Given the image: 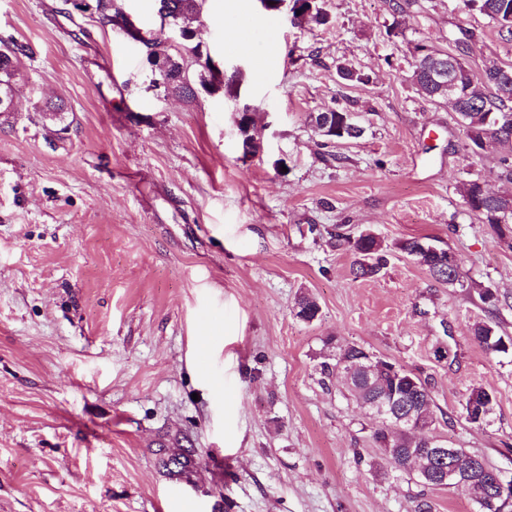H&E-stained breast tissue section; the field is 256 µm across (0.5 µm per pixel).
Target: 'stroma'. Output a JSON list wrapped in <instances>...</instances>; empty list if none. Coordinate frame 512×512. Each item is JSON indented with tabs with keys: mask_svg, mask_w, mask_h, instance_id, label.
Returning a JSON list of instances; mask_svg holds the SVG:
<instances>
[{
	"mask_svg": "<svg viewBox=\"0 0 512 512\" xmlns=\"http://www.w3.org/2000/svg\"><path fill=\"white\" fill-rule=\"evenodd\" d=\"M321 5L328 23L300 30L259 0H205L196 40L225 87L188 98L148 90L140 45L70 0H0V37L34 51L0 116V512H415L422 493L477 512L465 487L426 491L385 463L372 416L319 374L335 345L426 378L436 434L512 478V353L469 332L512 336V224L483 223L459 190H501L502 150L472 154L411 80L417 45L478 75L512 66V40L462 0ZM248 19L253 42L226 52ZM48 101L64 133L43 125ZM246 104L262 129L249 158ZM338 107L364 133L323 145L310 118ZM365 229L391 257L356 281L335 234ZM412 237L453 251L463 286L402 253ZM475 387L495 399L481 426L463 410ZM168 432L205 453L190 481L158 464ZM248 108V105H243L242 109L238 112L237 116V129L241 136V146L243 156L254 154L257 150L256 144V130L254 127L253 118L241 116V113ZM474 339L490 352L507 354L512 352V338L498 333L495 324L491 322H477L471 327ZM510 345L509 348L504 343Z\"/></svg>",
	"mask_w": 512,
	"mask_h": 512,
	"instance_id": "obj_1",
	"label": "stroma"
}]
</instances>
